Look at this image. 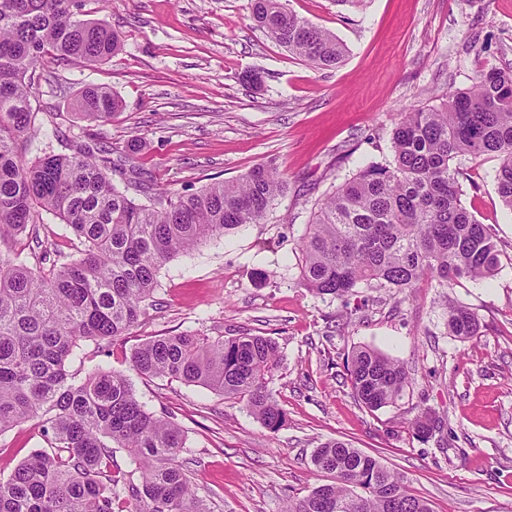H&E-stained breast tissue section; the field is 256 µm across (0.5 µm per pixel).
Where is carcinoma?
<instances>
[{
	"label": "carcinoma",
	"instance_id": "1",
	"mask_svg": "<svg viewBox=\"0 0 512 512\" xmlns=\"http://www.w3.org/2000/svg\"><path fill=\"white\" fill-rule=\"evenodd\" d=\"M79 15V0H0V244L36 240L30 226L46 213L83 245L69 256L42 250L33 267L0 249V435L34 421L47 444L0 478V512H209L180 461L177 423L150 412L125 375L97 368L77 381L66 365L82 341L99 346L127 335L167 261L261 223L288 181L270 161L193 193L159 192L129 157L114 159L107 147L95 155L72 140L65 153L23 160L22 148L39 135L31 97L47 59L92 66L122 49L118 32ZM252 16L310 66L335 68L344 59L336 35L287 0H252ZM118 108L105 87H86L78 101L90 123L110 121ZM391 143L392 162L361 168L317 204L299 243L302 284L339 298L360 287L402 293L424 281L444 288L493 277L501 252L463 205L457 160L496 155L498 192L512 211V71L486 67L440 107L397 113ZM446 328L466 340L481 325L466 306L450 304ZM279 359L266 336L186 333L147 339L131 366L145 380L180 381L242 403L276 430L286 411L268 385ZM347 371L370 409L396 405L412 385L403 364L367 346L353 349ZM439 424L428 411L410 421L421 439ZM119 449L133 469L117 464ZM312 464L329 481L286 512H432L403 477L342 440L320 444Z\"/></svg>",
	"mask_w": 512,
	"mask_h": 512
}]
</instances>
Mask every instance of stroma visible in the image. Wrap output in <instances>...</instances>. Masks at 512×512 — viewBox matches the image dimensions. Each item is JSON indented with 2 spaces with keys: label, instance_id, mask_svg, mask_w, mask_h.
<instances>
[{
  "label": "stroma",
  "instance_id": "1",
  "mask_svg": "<svg viewBox=\"0 0 512 512\" xmlns=\"http://www.w3.org/2000/svg\"><path fill=\"white\" fill-rule=\"evenodd\" d=\"M346 49L318 70L258 28L251 0H87L122 50L89 67L48 62L32 105L53 112L61 132L29 155L62 152L67 137L122 152L138 141L140 168L158 188L192 193L275 162L288 178L262 224L207 241L168 261L152 301L129 335L84 342L68 366L131 376L137 398L172 413L186 436L181 454L211 512H283L327 477L311 462L339 439L402 474L432 512H512V264L483 281L422 284L413 299L386 289L319 295L299 280L297 242L318 199L372 162L391 160V130L405 108L440 106L481 69L512 70V0H288ZM254 74L259 86L246 77ZM90 85L121 102L111 122L78 118ZM466 208L512 255V211L497 191V158L461 159ZM459 303L480 320L478 336L445 328ZM250 332L274 339L280 364L269 388L287 413L278 430L244 406L178 381L134 376L130 357L150 336ZM404 364L413 385L398 406L370 410L347 374L353 347ZM432 410L441 428L427 440L408 422ZM45 442L35 423L0 435V477Z\"/></svg>",
  "mask_w": 512,
  "mask_h": 512
}]
</instances>
